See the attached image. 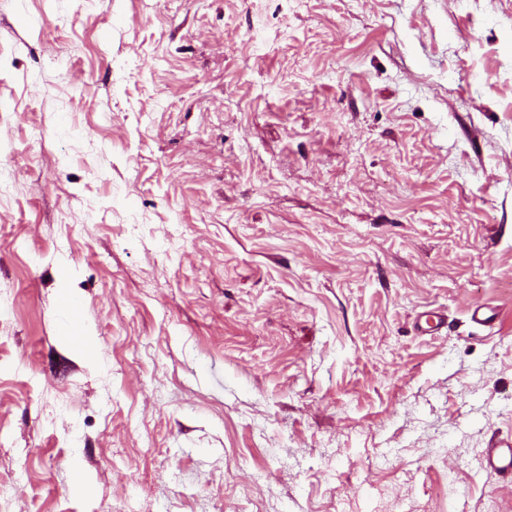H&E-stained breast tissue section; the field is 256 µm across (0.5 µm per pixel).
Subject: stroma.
Returning a JSON list of instances; mask_svg holds the SVG:
<instances>
[{
  "label": "stroma",
  "mask_w": 512,
  "mask_h": 512,
  "mask_svg": "<svg viewBox=\"0 0 512 512\" xmlns=\"http://www.w3.org/2000/svg\"><path fill=\"white\" fill-rule=\"evenodd\" d=\"M0 172V512H512V0H0ZM486 470L499 480L512 481V442L502 441L489 449Z\"/></svg>",
  "instance_id": "stroma-1"
}]
</instances>
